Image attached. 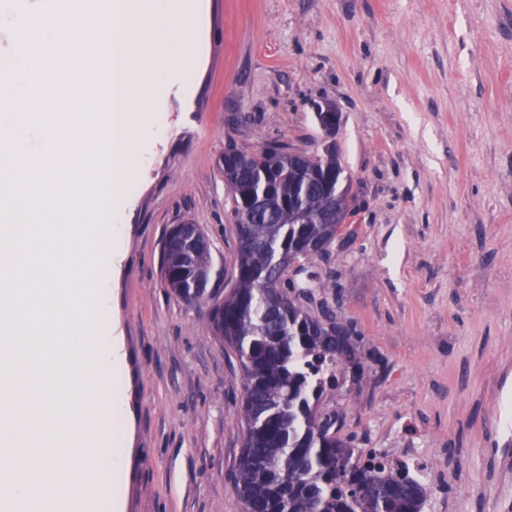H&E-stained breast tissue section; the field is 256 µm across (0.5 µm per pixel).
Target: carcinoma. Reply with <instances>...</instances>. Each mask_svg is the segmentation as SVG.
<instances>
[{"label":"carcinoma","mask_w":512,"mask_h":512,"mask_svg":"<svg viewBox=\"0 0 512 512\" xmlns=\"http://www.w3.org/2000/svg\"><path fill=\"white\" fill-rule=\"evenodd\" d=\"M224 175L233 181L229 216L242 195L264 197L249 224L236 225L234 282L222 297L194 288L208 282V242L187 253L169 233L161 272L171 292L191 306H210L209 328L239 359L243 371V446L234 471L244 512H423L428 487L410 472L373 455L355 454L339 434L340 416L319 407L328 390L320 375L329 362L363 378L360 337L325 297L329 285L305 274L349 224L333 233L322 223L325 187L346 179L336 149L321 154L265 143L247 151L228 143ZM295 257L294 278L287 277ZM318 303V313L310 305Z\"/></svg>","instance_id":"cac0c4a2"}]
</instances>
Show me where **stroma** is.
I'll return each instance as SVG.
<instances>
[{
	"instance_id": "stroma-1",
	"label": "stroma",
	"mask_w": 512,
	"mask_h": 512,
	"mask_svg": "<svg viewBox=\"0 0 512 512\" xmlns=\"http://www.w3.org/2000/svg\"><path fill=\"white\" fill-rule=\"evenodd\" d=\"M192 85L148 115L152 143L109 224L105 283L132 398L113 423L133 452L120 512H243L237 357L206 308L160 274L169 229L208 237L209 289L232 286L224 147L280 142L312 153L314 105L341 114L336 143L357 234L307 265L335 280L342 315L374 354L332 401L358 448L407 426L444 477L424 512H512V0H200Z\"/></svg>"
}]
</instances>
